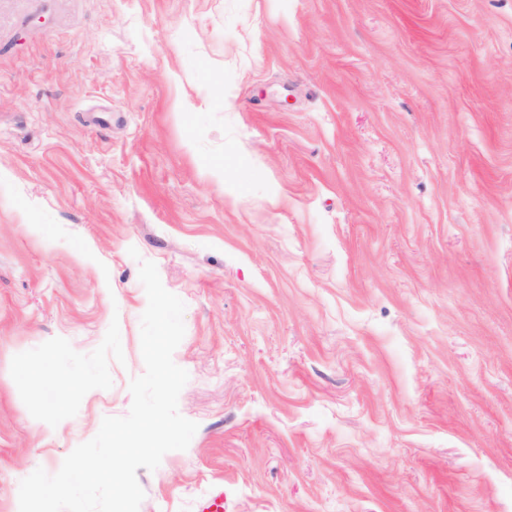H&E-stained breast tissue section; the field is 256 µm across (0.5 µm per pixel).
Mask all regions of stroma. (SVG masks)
Segmentation results:
<instances>
[{
  "label": "stroma",
  "instance_id": "obj_1",
  "mask_svg": "<svg viewBox=\"0 0 512 512\" xmlns=\"http://www.w3.org/2000/svg\"><path fill=\"white\" fill-rule=\"evenodd\" d=\"M143 260L139 512H512V0H0V512L128 414Z\"/></svg>",
  "mask_w": 512,
  "mask_h": 512
}]
</instances>
